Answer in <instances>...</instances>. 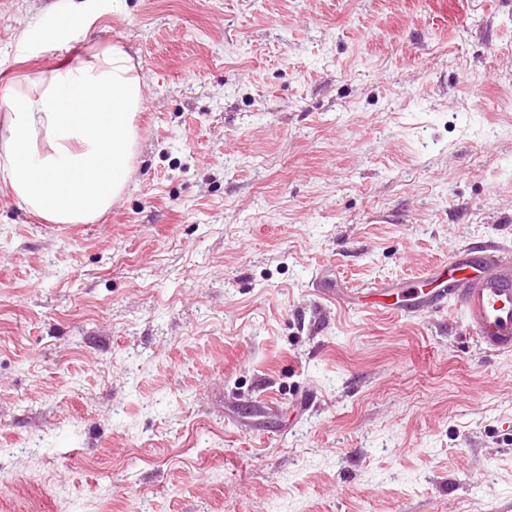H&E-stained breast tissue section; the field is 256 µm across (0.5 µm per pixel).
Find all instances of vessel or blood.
Masks as SVG:
<instances>
[{
	"instance_id": "obj_1",
	"label": "vessel or blood",
	"mask_w": 512,
	"mask_h": 512,
	"mask_svg": "<svg viewBox=\"0 0 512 512\" xmlns=\"http://www.w3.org/2000/svg\"><path fill=\"white\" fill-rule=\"evenodd\" d=\"M391 301L390 285L373 288L375 306L391 312L454 305L470 334L493 352L512 351V252L494 246L479 254H451Z\"/></svg>"
}]
</instances>
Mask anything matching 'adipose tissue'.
I'll list each match as a JSON object with an SVG mask.
<instances>
[{
    "label": "adipose tissue",
    "instance_id": "obj_1",
    "mask_svg": "<svg viewBox=\"0 0 512 512\" xmlns=\"http://www.w3.org/2000/svg\"><path fill=\"white\" fill-rule=\"evenodd\" d=\"M141 79L129 54L108 46L15 92L0 122V180L27 211L85 224L116 204L137 145Z\"/></svg>",
    "mask_w": 512,
    "mask_h": 512
}]
</instances>
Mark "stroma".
Returning a JSON list of instances; mask_svg holds the SVG:
<instances>
[{"label": "stroma", "instance_id": "35a3bbf8", "mask_svg": "<svg viewBox=\"0 0 512 512\" xmlns=\"http://www.w3.org/2000/svg\"><path fill=\"white\" fill-rule=\"evenodd\" d=\"M0 0V87L144 83L88 224L0 184V512H512V351L367 287L512 251V0Z\"/></svg>", "mask_w": 512, "mask_h": 512}]
</instances>
